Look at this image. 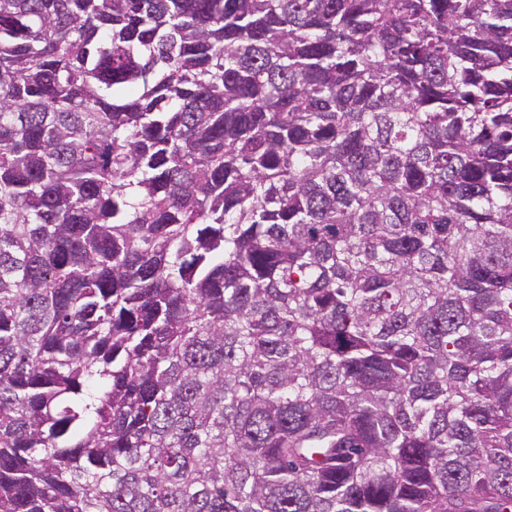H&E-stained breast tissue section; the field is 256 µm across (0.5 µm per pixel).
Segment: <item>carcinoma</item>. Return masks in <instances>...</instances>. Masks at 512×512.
<instances>
[{"instance_id": "1", "label": "carcinoma", "mask_w": 512, "mask_h": 512, "mask_svg": "<svg viewBox=\"0 0 512 512\" xmlns=\"http://www.w3.org/2000/svg\"><path fill=\"white\" fill-rule=\"evenodd\" d=\"M0 512H512V0H0Z\"/></svg>"}]
</instances>
